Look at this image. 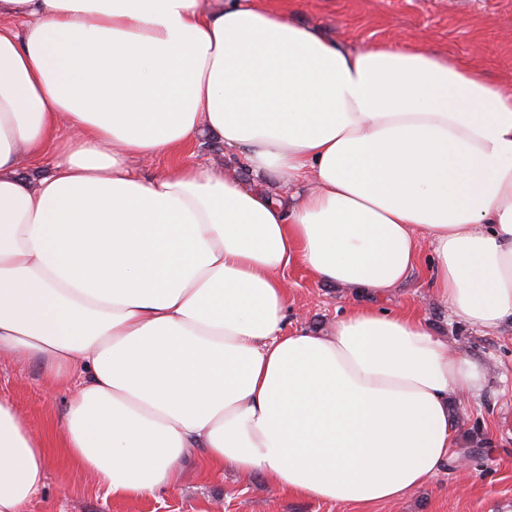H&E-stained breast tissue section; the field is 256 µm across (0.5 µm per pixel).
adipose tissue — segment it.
<instances>
[{"label":"adipose tissue","mask_w":512,"mask_h":512,"mask_svg":"<svg viewBox=\"0 0 512 512\" xmlns=\"http://www.w3.org/2000/svg\"><path fill=\"white\" fill-rule=\"evenodd\" d=\"M211 138L274 192L178 163ZM426 249L455 318L512 321V89L480 67L268 0H0V359L71 387L59 446L106 494L178 488L193 448L361 512L430 482L486 374L379 305ZM296 263L371 304L291 324ZM46 455L0 397V512Z\"/></svg>","instance_id":"1"}]
</instances>
